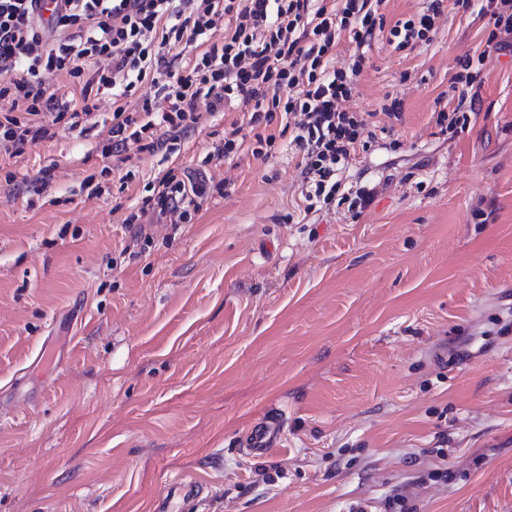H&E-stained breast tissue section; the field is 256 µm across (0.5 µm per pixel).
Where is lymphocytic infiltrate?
<instances>
[{
	"label": "lymphocytic infiltrate",
	"instance_id": "1",
	"mask_svg": "<svg viewBox=\"0 0 512 512\" xmlns=\"http://www.w3.org/2000/svg\"><path fill=\"white\" fill-rule=\"evenodd\" d=\"M443 2L430 0L422 13L391 22L386 0H64L46 27L36 0H0V72L13 75L0 82V153L17 156L25 145L53 139L61 123L71 130L86 126L97 109L93 90L106 89L118 104L102 155L124 186L129 146L151 155L172 151L208 113L229 105L245 120L225 130L223 145L207 161L243 153L269 161L277 136L267 127L284 116L304 200L343 205L359 217L374 193L343 192L341 175L357 153L371 148L375 134L369 119L346 104L359 92L373 44L383 40L402 51L429 43ZM218 30L220 42L213 38ZM344 41L353 48L350 62L331 68ZM100 57L106 67L86 75ZM472 68V58L457 60L450 83L468 92L452 110L438 112L437 125L455 131L470 123L480 101ZM48 73L72 87L71 103H58L44 79ZM144 83L154 95L138 96L132 109L123 105ZM207 197L205 185L170 171L126 221L185 216Z\"/></svg>",
	"mask_w": 512,
	"mask_h": 512
}]
</instances>
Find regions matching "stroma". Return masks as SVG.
Here are the masks:
<instances>
[{"mask_svg":"<svg viewBox=\"0 0 512 512\" xmlns=\"http://www.w3.org/2000/svg\"><path fill=\"white\" fill-rule=\"evenodd\" d=\"M433 41L372 47L356 112L404 120L357 155L359 218L305 213L287 137L263 162L204 158L226 108L171 156L129 148L118 193L94 127L0 158V512H512V49L445 0ZM485 54L456 135L455 60ZM177 167L209 198L180 224L125 217ZM230 181L228 197L216 186ZM285 418L280 448L239 436ZM473 63V59L467 55L457 59L456 72L450 79V88L454 91L458 88V84L470 88L469 102H467V95L462 89L463 92L458 96L457 104L452 110L445 111L442 109L435 112L437 113L436 124L441 126L442 129L445 127L446 131H457L458 129L462 131L465 129L471 121L470 114H475L476 106L480 102V89L483 81L480 79L478 84L474 85L476 77L471 72ZM283 426L282 414L273 412L249 428L241 436L238 446L248 455H265L278 444Z\"/></svg>","mask_w":512,"mask_h":512,"instance_id":"35a3bbf8","label":"stroma"}]
</instances>
